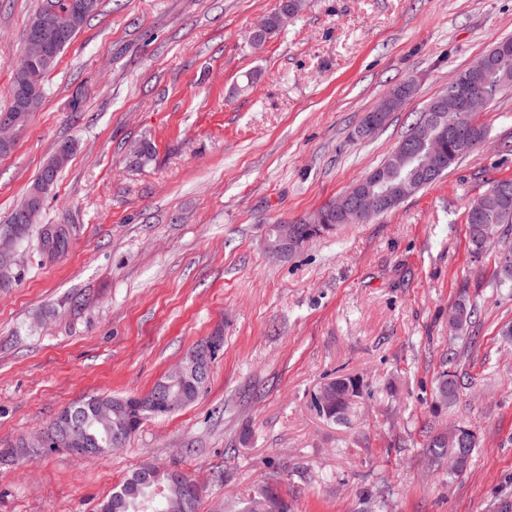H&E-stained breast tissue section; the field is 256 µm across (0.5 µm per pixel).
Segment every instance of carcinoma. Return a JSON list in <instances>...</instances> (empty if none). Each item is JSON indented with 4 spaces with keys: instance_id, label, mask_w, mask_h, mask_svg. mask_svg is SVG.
Segmentation results:
<instances>
[{
    "instance_id": "carcinoma-1",
    "label": "carcinoma",
    "mask_w": 512,
    "mask_h": 512,
    "mask_svg": "<svg viewBox=\"0 0 512 512\" xmlns=\"http://www.w3.org/2000/svg\"><path fill=\"white\" fill-rule=\"evenodd\" d=\"M305 6L304 0H281L279 9L265 20L264 29L258 34L251 35V45L262 47L273 38L287 23ZM94 13L89 10L83 14L74 11L72 0H41V6L35 16L50 15L52 24L67 32L63 42L57 45L51 59L45 64L32 67H18L13 75L10 86V104L1 109L0 114L16 112L24 108L26 122H31L36 112L43 104V82L45 77L56 67L63 51L71 44L74 37L85 24L87 18ZM500 43L493 44L487 51L465 69L458 72V78L465 79L482 87L487 97L494 100L499 93L512 84V54L503 56L499 53ZM406 83L395 85L382 100L379 109V120L374 126L364 132L363 137L371 138L385 124L390 113L403 107V93ZM455 126L457 132L444 134L439 125L430 123L425 115H420L416 123L408 129L401 139L407 143L413 153H425L431 149L436 139H443L442 172H447L461 159L465 158L482 144L488 130L476 123L470 114L458 116ZM379 181L387 185L402 186L409 190V194L398 197L394 206H399L408 195L415 194L432 182L424 181L417 170L407 162V158L396 159L388 155L377 167L373 168L364 177L355 182L349 193L367 198L378 191L374 182ZM475 203L482 208V213L475 217L466 214L468 245L474 255L484 253L498 238L509 233L512 229V178H499L491 180V186L475 199ZM324 221L319 224H307L303 221L294 224L296 233L308 242L331 230L342 220L336 215V207L327 205L321 209ZM37 249L48 260L64 257L74 237L78 233L75 224H39L37 225ZM477 306L468 300L461 299L455 305L450 327L453 332L462 334L474 327L477 320ZM210 377V369L206 363L199 365L198 376L188 383H176L165 376L160 383L166 385L171 391L183 395L185 403H194L205 389ZM460 388L457 376L446 371L439 376L436 385V396L446 405L456 398ZM323 396H313V407L323 418L331 421L346 419L353 398L359 394L358 382L347 376H340L323 385ZM100 397H91L73 402L63 408L72 419V424L82 429L83 434L96 440L100 450L94 452L98 459L108 457V440L112 431L125 428L129 436H134L140 429L143 421L149 417H162L164 413L149 409L129 412L122 403V398L108 396L106 400L111 404V410L106 414L99 413L95 406ZM52 434L56 438L55 447H66L67 424L65 419L55 416L49 423ZM435 463L440 464L451 454H462L461 465L453 472H462L469 464L473 448L477 447L474 433L468 429L460 428L453 440L448 435L437 434L429 436L426 444ZM150 467L148 483L142 485L139 494L135 497L129 495L135 487L137 473L127 478L112 494L103 499L99 506H107L110 512H165L166 500L181 498L184 500L182 512H199L201 494L194 492L188 482L176 483L172 481L169 473L152 462H145L141 468ZM271 486H263L243 502L236 512H262V501L272 494Z\"/></svg>"
}]
</instances>
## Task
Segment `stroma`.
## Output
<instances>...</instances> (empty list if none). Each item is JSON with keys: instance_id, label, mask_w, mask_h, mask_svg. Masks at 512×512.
<instances>
[{"instance_id": "35a3bbf8", "label": "stroma", "mask_w": 512, "mask_h": 512, "mask_svg": "<svg viewBox=\"0 0 512 512\" xmlns=\"http://www.w3.org/2000/svg\"><path fill=\"white\" fill-rule=\"evenodd\" d=\"M40 0H0V108ZM279 0H99L44 80L40 112L0 155V226L58 145L76 149L43 224H75L66 256L20 250L0 292V512H96L145 462L203 487L200 512L277 486L291 512H499L512 501V290L499 244L470 253L464 215L512 177V86L476 120L481 144L366 224L285 257L269 225L335 200L392 151L424 103L492 43L512 0H307L263 47ZM411 104L369 140L388 90ZM154 152L137 159L143 142ZM481 309L477 339L448 325ZM221 349L192 405L151 418L105 459L19 460L21 438L91 396H142L197 343ZM456 359H449V352ZM463 385L430 411L441 372ZM359 380L347 423L320 417L324 382ZM470 429L466 470L431 462L429 432ZM477 313L476 304L465 299H460L455 305L451 316L450 327L452 331L457 334H463L474 327L477 320Z\"/></svg>"}]
</instances>
